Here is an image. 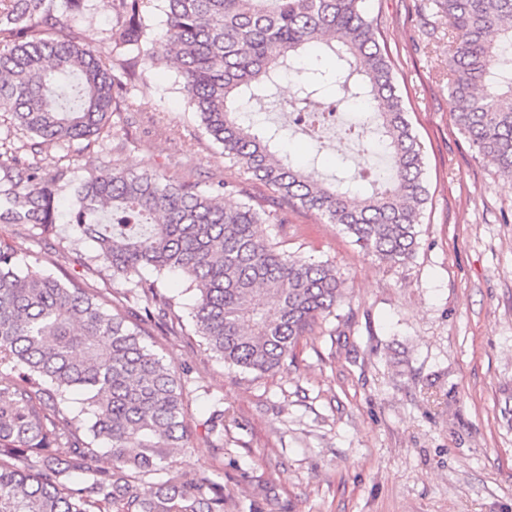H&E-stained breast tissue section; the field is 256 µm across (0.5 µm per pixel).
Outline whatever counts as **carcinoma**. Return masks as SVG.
Returning <instances> with one entry per match:
<instances>
[{
	"instance_id": "cac0c4a2",
	"label": "carcinoma",
	"mask_w": 512,
	"mask_h": 512,
	"mask_svg": "<svg viewBox=\"0 0 512 512\" xmlns=\"http://www.w3.org/2000/svg\"><path fill=\"white\" fill-rule=\"evenodd\" d=\"M112 0L116 24L99 46L72 22L85 0H0V112L32 139L0 162V224L55 231L64 167L24 154L45 143L109 136L110 115L143 62L171 58L187 104L224 157L282 204L340 224L368 255L403 264L427 200L421 145L407 118L383 32L366 0ZM448 28V91L459 130L512 178V0H435ZM160 12L154 36L151 9ZM293 77L295 121L315 133L327 115L367 104L344 129L362 155L386 154L390 176L367 166L325 181L280 150L278 127L256 129L247 107ZM237 185L174 181L103 168L70 187L71 241L128 285L108 309L80 286L32 271L0 240V512H224V485L180 471L187 384L144 342L176 319L156 282L178 272L197 291L190 312L207 349L242 372L284 366L292 348L343 297L328 264L291 255L261 225L284 217L224 198ZM83 395L84 430L71 395ZM200 426L224 439V411ZM109 463L99 465L100 445Z\"/></svg>"
}]
</instances>
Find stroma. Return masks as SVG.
I'll return each instance as SVG.
<instances>
[{
	"label": "stroma",
	"mask_w": 512,
	"mask_h": 512,
	"mask_svg": "<svg viewBox=\"0 0 512 512\" xmlns=\"http://www.w3.org/2000/svg\"><path fill=\"white\" fill-rule=\"evenodd\" d=\"M366 7L422 149L428 201L416 250L404 264L381 263L296 206L287 223L267 225L288 252L335 267L344 297L269 374L225 366L181 325L154 330L147 345L193 378L192 432L176 458L223 484L225 512H512V180L455 125L447 28L433 0ZM114 21L112 0H87L74 29L98 45ZM110 124L109 137L88 147L44 145V166L67 156L73 182L112 167L224 180L255 207H279L271 189L225 160L169 61L144 66ZM0 238L32 270L77 275L111 301L125 288L90 264L92 243H70L67 224L50 236L0 224ZM217 405L219 449L194 428Z\"/></svg>",
	"instance_id": "obj_1"
}]
</instances>
